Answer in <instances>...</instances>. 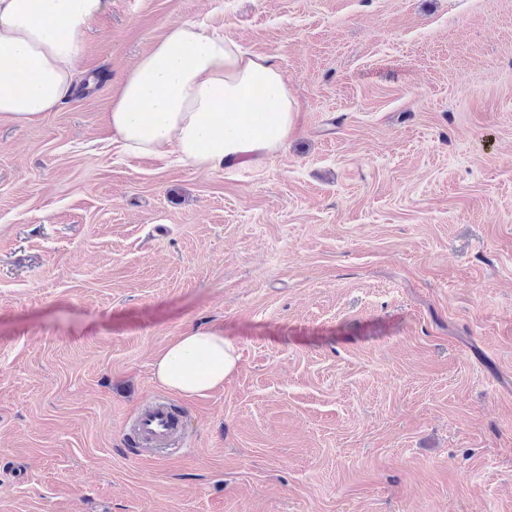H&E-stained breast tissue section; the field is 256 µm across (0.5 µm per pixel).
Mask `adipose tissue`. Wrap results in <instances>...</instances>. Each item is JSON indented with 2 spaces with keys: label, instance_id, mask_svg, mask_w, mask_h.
I'll list each match as a JSON object with an SVG mask.
<instances>
[{
  "label": "adipose tissue",
  "instance_id": "ef3b65f1",
  "mask_svg": "<svg viewBox=\"0 0 512 512\" xmlns=\"http://www.w3.org/2000/svg\"><path fill=\"white\" fill-rule=\"evenodd\" d=\"M106 0H0V118L40 120L80 81L84 36ZM296 102L274 56L244 52L193 22L169 28L125 76L109 112L112 140L133 157L176 155L204 171L258 162L284 144ZM234 342L197 327L152 364L160 385L187 398L223 386Z\"/></svg>",
  "mask_w": 512,
  "mask_h": 512
}]
</instances>
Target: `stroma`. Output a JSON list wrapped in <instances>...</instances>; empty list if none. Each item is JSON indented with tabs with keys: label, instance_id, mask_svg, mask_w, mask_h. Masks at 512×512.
Masks as SVG:
<instances>
[{
	"label": "stroma",
	"instance_id": "obj_1",
	"mask_svg": "<svg viewBox=\"0 0 512 512\" xmlns=\"http://www.w3.org/2000/svg\"><path fill=\"white\" fill-rule=\"evenodd\" d=\"M184 22L275 56L260 165L113 146ZM85 43L0 119V512H512V0H109ZM199 325L239 365L186 399L152 362ZM158 397L169 457L127 427Z\"/></svg>",
	"mask_w": 512,
	"mask_h": 512
}]
</instances>
